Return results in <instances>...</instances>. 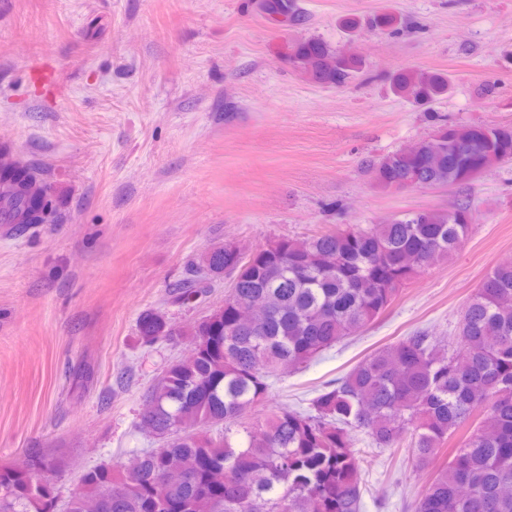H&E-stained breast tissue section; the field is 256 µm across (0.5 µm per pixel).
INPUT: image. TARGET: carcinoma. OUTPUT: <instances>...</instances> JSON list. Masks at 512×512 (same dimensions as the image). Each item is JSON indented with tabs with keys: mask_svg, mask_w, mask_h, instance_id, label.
<instances>
[{
	"mask_svg": "<svg viewBox=\"0 0 512 512\" xmlns=\"http://www.w3.org/2000/svg\"><path fill=\"white\" fill-rule=\"evenodd\" d=\"M261 8L300 20L295 0H262ZM286 55L320 84L343 86L362 67L356 56L335 59L317 38L287 46ZM392 84L419 105L449 89L442 74L412 69ZM436 132L455 142L426 144L430 159L396 152L370 161L375 183L464 185L455 150L512 161L511 126L443 123ZM53 193L42 168L0 149V224L56 222ZM471 221L465 201L454 214L407 212L365 229L282 238L249 256L212 247L171 297L183 304L230 275L224 314L188 333L157 311L139 321L146 345L185 334L200 344L145 397L140 426L166 443L133 451L126 467L85 471L64 503L50 479L55 459L36 453L1 464L0 512H361L357 432L383 450L409 438L421 466L455 442L415 512H512V263L486 275L452 341L416 331L324 386L309 410L278 411L257 432L243 422L268 398L270 379L370 325L407 282L461 246Z\"/></svg>",
	"mask_w": 512,
	"mask_h": 512,
	"instance_id": "cac0c4a2",
	"label": "carcinoma"
}]
</instances>
